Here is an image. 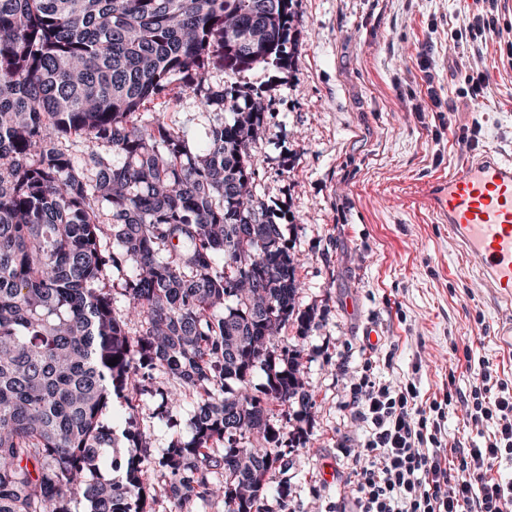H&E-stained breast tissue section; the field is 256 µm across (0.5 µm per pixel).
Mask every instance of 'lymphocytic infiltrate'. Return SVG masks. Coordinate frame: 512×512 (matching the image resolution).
<instances>
[{"label":"lymphocytic infiltrate","mask_w":512,"mask_h":512,"mask_svg":"<svg viewBox=\"0 0 512 512\" xmlns=\"http://www.w3.org/2000/svg\"><path fill=\"white\" fill-rule=\"evenodd\" d=\"M418 398L412 382L356 384L350 415L369 433L359 443L363 462L350 474L353 512H512V481L488 476L512 460V388L483 364L465 404L472 424L492 426L493 438L459 449L457 464L448 467L428 448L439 444V419L454 396L445 393L426 407Z\"/></svg>","instance_id":"f902f5d3"}]
</instances>
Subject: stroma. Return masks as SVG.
Wrapping results in <instances>:
<instances>
[{
    "mask_svg": "<svg viewBox=\"0 0 512 512\" xmlns=\"http://www.w3.org/2000/svg\"><path fill=\"white\" fill-rule=\"evenodd\" d=\"M493 24L480 38L466 28ZM290 62L236 75L258 92L266 129L255 142L254 185L303 264L299 302L311 311L301 377L312 407L288 451L287 512H351L347 450L361 374L415 381L424 401L469 394L480 361L512 385V351L498 330L512 303L494 295L448 230L417 201L422 187L470 153L512 154V0H297ZM483 97L467 92L476 74ZM159 396L136 414L115 397L104 419L135 423L155 448L191 433L194 403L170 421ZM441 460L487 433L453 403L441 421Z\"/></svg>",
    "mask_w": 512,
    "mask_h": 512,
    "instance_id": "1",
    "label": "stroma"
}]
</instances>
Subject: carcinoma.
<instances>
[{"mask_svg": "<svg viewBox=\"0 0 512 512\" xmlns=\"http://www.w3.org/2000/svg\"><path fill=\"white\" fill-rule=\"evenodd\" d=\"M294 5L0 0V512H153L150 471L179 512L287 506L278 411L310 397L280 334L304 339L311 314L255 195L264 110L207 74L284 64ZM176 81L199 99L201 144L142 111ZM111 268L129 271L119 312ZM152 370L170 384L159 408L194 399L192 434L154 450L130 425L108 462L120 439L102 413L115 394L135 414Z\"/></svg>", "mask_w": 512, "mask_h": 512, "instance_id": "1", "label": "carcinoma"}]
</instances>
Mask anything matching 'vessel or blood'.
Here are the masks:
<instances>
[{"label": "vessel or blood", "instance_id": "b4317fda", "mask_svg": "<svg viewBox=\"0 0 512 512\" xmlns=\"http://www.w3.org/2000/svg\"><path fill=\"white\" fill-rule=\"evenodd\" d=\"M473 268L497 296L512 300V158L472 156L423 192Z\"/></svg>", "mask_w": 512, "mask_h": 512}]
</instances>
